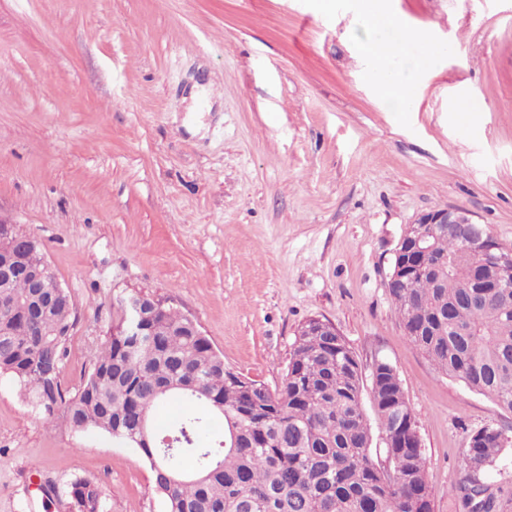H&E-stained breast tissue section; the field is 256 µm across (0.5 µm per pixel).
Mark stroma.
I'll return each instance as SVG.
<instances>
[{"instance_id":"stroma-1","label":"stroma","mask_w":512,"mask_h":512,"mask_svg":"<svg viewBox=\"0 0 512 512\" xmlns=\"http://www.w3.org/2000/svg\"><path fill=\"white\" fill-rule=\"evenodd\" d=\"M0 0V215L45 246L74 302L62 380L77 389L117 297L192 317L225 369L269 388L308 319L332 323L363 381L390 363L416 417L431 512L467 434L512 414L406 339L386 288L426 212L461 208L512 247V0ZM397 43L402 110L358 44ZM209 86L200 132L193 85ZM467 99L468 121L450 112ZM96 482L109 512H165L141 455L36 421L0 376V512H70L42 485ZM363 20L372 28H401L400 20L388 13L380 3L367 5Z\"/></svg>"}]
</instances>
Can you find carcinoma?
<instances>
[{
	"label": "carcinoma",
	"mask_w": 512,
	"mask_h": 512,
	"mask_svg": "<svg viewBox=\"0 0 512 512\" xmlns=\"http://www.w3.org/2000/svg\"><path fill=\"white\" fill-rule=\"evenodd\" d=\"M482 255L455 227L439 229L425 272L390 289L409 342L445 375L512 414V289L475 302ZM49 316L37 335H22L15 311L37 302L25 276L0 288V374L18 385L45 426L98 432L139 450L166 512H418L431 498L415 415L393 367L378 362L371 398L381 420L388 467L371 456L358 361L343 336H322L306 321L274 397L249 396L186 316L162 306L145 326L130 325L117 299L112 329L79 388L61 371L75 325L64 288H49ZM175 401L178 417L161 426L155 410ZM220 423L216 448L198 445ZM504 434L483 427L466 437L463 476L450 484L464 512H507L502 488L484 480L507 450ZM65 497L75 512H107L106 495L85 478Z\"/></svg>",
	"instance_id": "cac0c4a2"
}]
</instances>
